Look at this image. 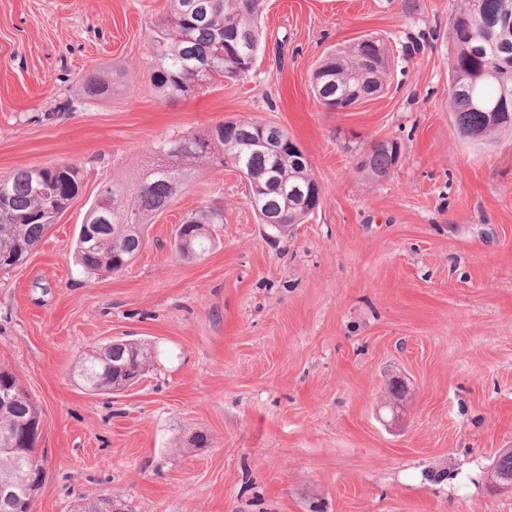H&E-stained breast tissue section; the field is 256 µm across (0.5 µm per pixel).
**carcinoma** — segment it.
<instances>
[{
	"label": "carcinoma",
	"instance_id": "cac0c4a2",
	"mask_svg": "<svg viewBox=\"0 0 512 512\" xmlns=\"http://www.w3.org/2000/svg\"><path fill=\"white\" fill-rule=\"evenodd\" d=\"M265 0H170L165 18L150 27L151 71L166 99L195 95L220 78L245 79L261 47L259 20ZM512 14V0H464L452 20L453 52L448 107L459 134L476 131L488 140L512 130V26L490 30L478 18ZM392 55L381 38L367 37L330 52L312 74L317 100L330 110L346 109L365 90L377 93L391 79ZM86 95L112 92V81L92 76ZM268 132L260 122L232 120L200 133L163 140L151 147L150 161L134 180L106 184L91 203L79 228L75 261L88 274H115L132 264L147 243L151 219L171 205L197 167L229 168L244 179L252 209L261 224L279 235L307 217L306 197L318 185L306 156L283 142L261 145ZM373 177H383L399 157L397 143L371 145ZM83 174L74 164L18 169L0 179V271L15 266L41 240L79 195ZM224 223V207L212 203L192 212L176 229L171 249L197 258L216 244L215 225ZM112 342L90 350L75 376L91 393H117L149 369L152 352L143 342ZM0 484L26 481L36 454L34 430L41 412L24 390L19 375L0 367ZM112 496L86 499L79 512H110Z\"/></svg>",
	"mask_w": 512,
	"mask_h": 512
}]
</instances>
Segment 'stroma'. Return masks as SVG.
I'll list each match as a JSON object with an SVG mask.
<instances>
[{
  "label": "stroma",
  "instance_id": "obj_1",
  "mask_svg": "<svg viewBox=\"0 0 512 512\" xmlns=\"http://www.w3.org/2000/svg\"><path fill=\"white\" fill-rule=\"evenodd\" d=\"M462 0H268L247 79L162 99L148 27L167 0H0V176L72 163L80 195L0 272V365L42 413L33 512L88 495L129 512H512L488 472L512 448V133L476 144L448 110ZM394 52L388 91L346 112L311 74L363 36ZM121 68L119 88L85 81ZM248 119L301 147L323 202L285 237L243 179L200 168L122 273L74 245L101 186L138 177L160 139ZM399 158L375 178L369 145ZM224 204L217 246L167 248L183 217ZM113 339L153 362L119 394L85 391L79 359ZM209 443L184 448L194 433Z\"/></svg>",
  "mask_w": 512,
  "mask_h": 512
}]
</instances>
